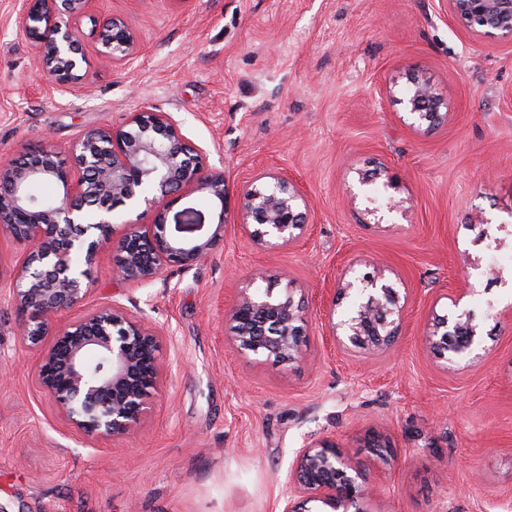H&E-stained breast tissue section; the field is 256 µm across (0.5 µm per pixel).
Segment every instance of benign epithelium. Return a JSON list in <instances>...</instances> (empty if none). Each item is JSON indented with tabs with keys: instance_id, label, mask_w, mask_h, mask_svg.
Returning a JSON list of instances; mask_svg holds the SVG:
<instances>
[{
	"instance_id": "benign-epithelium-1",
	"label": "benign epithelium",
	"mask_w": 512,
	"mask_h": 512,
	"mask_svg": "<svg viewBox=\"0 0 512 512\" xmlns=\"http://www.w3.org/2000/svg\"><path fill=\"white\" fill-rule=\"evenodd\" d=\"M91 0H21L19 29L36 50L35 63L60 91L81 86L85 53L77 21ZM452 17L490 38L512 42V0H448ZM101 53L127 63L139 54L133 28L117 18L98 34ZM411 125L433 129L442 124L441 95L421 76L411 80L402 100ZM56 182L63 192L38 201L33 186ZM153 192L140 196L138 187ZM201 193L225 205L229 189L224 172L205 164L203 150L182 133L168 112L147 108L129 113L118 128L82 131L59 148L45 143L0 162V232L23 246L12 298L28 314L19 336L33 345L45 337L36 362L40 386L85 437L109 441L134 429L151 410L160 386V332L126 315L123 307L101 308L62 325V312L82 303L89 269L104 250L112 255V278L145 286L169 264L188 266L223 238L224 214L213 231L202 215L187 207L167 215L187 194ZM143 200L152 211L148 224H126L116 232L117 210ZM243 226L259 245L294 243L308 224L307 202L284 175L264 170L237 196ZM359 295L349 316L333 326L339 344L383 349L401 332L400 292L384 275L365 273L342 284L340 292ZM224 315L225 338L243 355L261 363L285 365L300 353L306 313L292 289L275 275L251 293L235 289ZM477 336L473 314L437 315L427 340L448 363L467 354ZM362 447L381 456L390 442L380 435L364 438ZM289 491L304 495L286 502L283 512H312L315 502L329 512H366L358 508L369 495L364 473L330 439L301 448L286 478Z\"/></svg>"
}]
</instances>
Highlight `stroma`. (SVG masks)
<instances>
[{
    "instance_id": "35a3bbf8",
    "label": "stroma",
    "mask_w": 512,
    "mask_h": 512,
    "mask_svg": "<svg viewBox=\"0 0 512 512\" xmlns=\"http://www.w3.org/2000/svg\"><path fill=\"white\" fill-rule=\"evenodd\" d=\"M112 18L135 31L132 64L90 34ZM79 26L89 88L61 92L18 30V0H0V161L146 106L175 116L232 197L179 201L226 220L191 265L140 287L113 280L101 252L83 303L62 314L114 302L164 331L151 415L105 442L41 389L2 287L21 248L0 234V512H282L298 450L322 438L365 470V512H512V42L471 33L448 0H92ZM414 73L448 104L431 130L400 103ZM264 169L308 203L292 245H255L241 226L234 196ZM377 268L400 292L401 334L385 350L346 349L331 338L352 308L339 279ZM259 271L306 310L285 366L224 337L235 288ZM456 307L481 338L451 365L426 334ZM369 432L391 439L386 459L360 448Z\"/></svg>"
}]
</instances>
